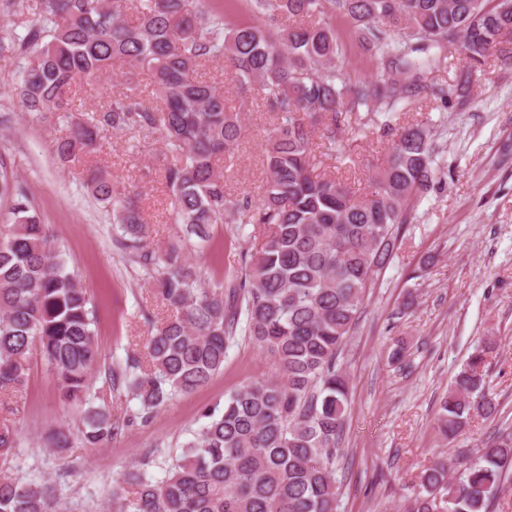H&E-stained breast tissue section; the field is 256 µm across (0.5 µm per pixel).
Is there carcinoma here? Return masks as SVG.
I'll return each mask as SVG.
<instances>
[{
  "instance_id": "1",
  "label": "carcinoma",
  "mask_w": 512,
  "mask_h": 512,
  "mask_svg": "<svg viewBox=\"0 0 512 512\" xmlns=\"http://www.w3.org/2000/svg\"><path fill=\"white\" fill-rule=\"evenodd\" d=\"M47 3L18 38L27 57L17 87L22 110L70 115L78 83L93 88L116 68L122 78L100 110L70 121V133L55 142L57 157L95 150L111 131L156 134L167 150L172 223L202 242L215 224H258L265 233L237 274L212 288L181 245H148L137 190L93 173L87 188L120 226L117 248L155 280L170 311L160 322L146 317L143 353L103 369L91 298L0 155V398L23 387L34 350L70 400L86 397L92 376L104 371L137 408L118 420L88 406L79 439L98 448L207 383L241 337L270 354L272 372L207 411L163 477L151 472L159 462L143 457L124 475L128 488L112 492L113 512H336L349 401L338 359L367 288L392 261L402 225L412 223L414 203L446 183L429 126L398 128L397 116L423 101L466 110L488 60L512 67V0H252L257 19L239 23L210 0ZM339 22L376 63V79L347 69ZM457 44L465 65L444 82L429 79L448 69ZM210 61L224 62L237 92L258 94L271 117L257 197L224 185L219 162L233 154L243 126L224 89L199 74ZM144 74L154 103L143 96ZM359 114L392 137L384 167L360 194L317 172L311 147L320 128L323 148L336 150V132ZM486 376L481 352L455 375L440 402L442 439L461 435L474 416L497 413ZM14 447L13 422L0 417V455ZM460 454L454 477L444 460L421 472L409 512H490L512 467V435L474 457ZM51 494L0 470V512H57Z\"/></svg>"
}]
</instances>
